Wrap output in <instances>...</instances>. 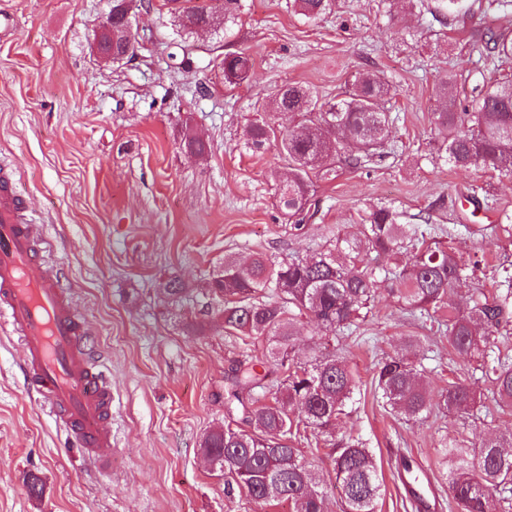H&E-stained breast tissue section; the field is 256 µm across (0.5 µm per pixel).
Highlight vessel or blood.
<instances>
[{"instance_id":"1","label":"vessel or blood","mask_w":512,"mask_h":512,"mask_svg":"<svg viewBox=\"0 0 512 512\" xmlns=\"http://www.w3.org/2000/svg\"><path fill=\"white\" fill-rule=\"evenodd\" d=\"M41 242L13 172L0 169V324L21 340L25 377L44 407L92 453L112 443L105 423L112 387L96 369L85 324L56 270L37 262Z\"/></svg>"}]
</instances>
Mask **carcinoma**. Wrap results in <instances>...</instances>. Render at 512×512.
<instances>
[{
  "label": "carcinoma",
  "instance_id": "1",
  "mask_svg": "<svg viewBox=\"0 0 512 512\" xmlns=\"http://www.w3.org/2000/svg\"><path fill=\"white\" fill-rule=\"evenodd\" d=\"M181 17L189 29L200 24L229 29L241 0H215L193 5L185 0ZM295 12L320 20L333 11L335 0H293ZM424 8L442 25L463 19L473 10L469 0H430ZM130 43L129 21L112 15V30L100 34L103 52L116 49L112 62L133 55L122 47ZM484 62L512 57V30L487 29L473 46ZM251 55L240 52L224 57V79L236 83L247 78ZM458 74L448 71L440 86L444 107L435 116L444 133L446 161L455 168L484 165L501 177H512V80H488L473 88L471 98L457 104L450 90ZM388 85L375 72L356 77L344 98L323 108L313 90L295 83L282 85L277 104L298 115L295 125L278 132L266 119L249 128V144L260 150L279 142L288 155V175L279 180V203L293 217L309 203L313 178L337 172L339 162L357 167L383 158L394 117L380 109ZM364 239L351 241L336 234L325 250L306 259L257 256L247 266L224 257V268L213 278L210 291L223 302L224 328L251 336H269V358L238 362L227 377L225 391L230 420L208 432L200 443L202 455L224 472L225 493H242L261 510L288 501L294 512H326L327 491L297 445L323 444L339 491L342 512H375L382 494L374 454L359 438H337L336 423L346 414L356 389L354 371L346 360L320 346L304 363L295 361L293 336L309 323L334 335L358 327L371 312L381 273L392 276L393 293L406 309L435 320L448 304V294L467 286L466 274L455 248L435 240L430 224H401L395 212L380 207L362 218ZM384 256L383 271L371 254ZM161 292L172 299L187 288L169 278ZM469 305L458 308L447 321L448 346L457 354L486 363L485 375L494 389L490 401L512 410V359L490 358L494 340L512 333V269H502L500 288L493 295L468 289ZM375 384L390 410L407 421L426 418L434 409L471 414L477 395L460 381L433 396L423 385L419 370L403 354L379 362ZM243 410L242 423L233 427V405ZM448 484L459 512H509L512 509V435H489L478 443L452 441L443 449Z\"/></svg>",
  "mask_w": 512,
  "mask_h": 512
}]
</instances>
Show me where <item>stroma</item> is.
Wrapping results in <instances>:
<instances>
[{
	"instance_id": "1",
	"label": "stroma",
	"mask_w": 512,
	"mask_h": 512,
	"mask_svg": "<svg viewBox=\"0 0 512 512\" xmlns=\"http://www.w3.org/2000/svg\"><path fill=\"white\" fill-rule=\"evenodd\" d=\"M112 0H0L16 24L0 40V167L15 169L33 223L43 225L49 258L85 320L92 355L112 382V445L98 468L43 409L20 368L15 337L0 331V512H257L245 496L224 494V474L199 441L224 424V374L242 343L224 328L207 293L225 255L304 258L334 239L356 238L360 217L387 207L402 222L428 218L436 237L474 267L473 284L497 289L512 264V179L484 166L451 167L434 114L448 70L462 74L458 100L483 80L472 37L512 28V0L474 9L442 27L409 0H336L319 22L296 15L290 0H241L228 35L187 33L172 0H145L133 22V58L101 60L94 38ZM254 59L246 80L228 84L224 57ZM373 69L398 114L384 159L315 180L302 228L279 205L275 174L288 158L275 145L257 151L246 131L256 115L276 128L294 114L272 109L281 85L311 87L340 99L357 72ZM209 146L190 154L187 137ZM490 198L473 207V186ZM187 286L180 301L159 287ZM414 349L423 382L439 393L460 379L481 395L491 384L478 362L414 320L389 288L369 317L339 341L306 329L294 340L298 361L320 345L356 373L351 411L337 436L362 438L381 469L377 512H416L396 462L419 459L434 489L431 512H458L441 460L455 439L512 433V412L491 416L433 411L419 422L390 414L373 384L381 359ZM43 485L28 489L29 476Z\"/></svg>"
}]
</instances>
